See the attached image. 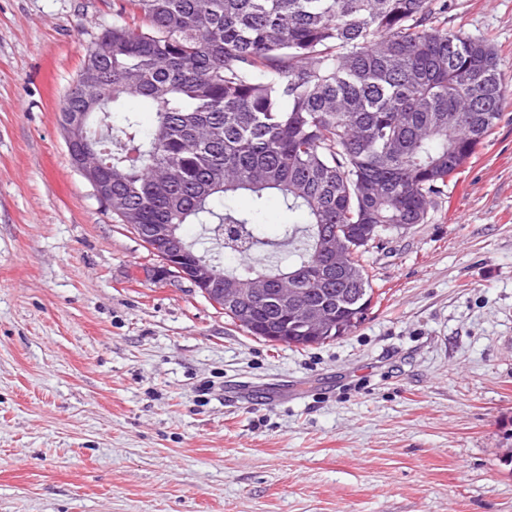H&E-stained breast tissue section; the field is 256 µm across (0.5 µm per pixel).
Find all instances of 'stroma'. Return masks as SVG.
Segmentation results:
<instances>
[{
  "label": "stroma",
  "instance_id": "35a3bbf8",
  "mask_svg": "<svg viewBox=\"0 0 512 512\" xmlns=\"http://www.w3.org/2000/svg\"><path fill=\"white\" fill-rule=\"evenodd\" d=\"M115 0H0V512H512V0L503 116L375 296L309 348L247 335L69 160L60 102Z\"/></svg>",
  "mask_w": 512,
  "mask_h": 512
}]
</instances>
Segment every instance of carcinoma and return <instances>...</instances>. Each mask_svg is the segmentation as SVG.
I'll list each match as a JSON object with an SVG mask.
<instances>
[{
	"mask_svg": "<svg viewBox=\"0 0 512 512\" xmlns=\"http://www.w3.org/2000/svg\"><path fill=\"white\" fill-rule=\"evenodd\" d=\"M451 0H118L116 20L87 49L105 105L86 121L112 165L122 224H199L184 240L236 288L301 289L326 308L329 333L309 339L268 300L224 312L263 340L308 347L365 319L369 248L425 223L503 115L505 88L487 38L444 27ZM79 110L73 87L60 122ZM154 115L146 131L140 113ZM277 196L303 214L276 241L253 230ZM219 195L248 205L216 209ZM324 236L348 247V272L329 273ZM260 260L226 268L222 252Z\"/></svg>",
	"mask_w": 512,
	"mask_h": 512,
	"instance_id": "cac0c4a2",
	"label": "carcinoma"
}]
</instances>
